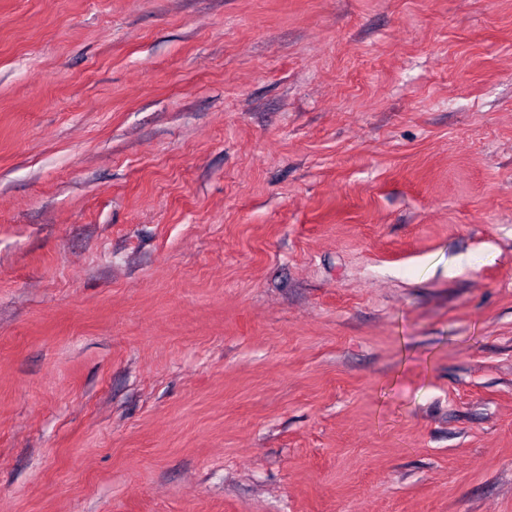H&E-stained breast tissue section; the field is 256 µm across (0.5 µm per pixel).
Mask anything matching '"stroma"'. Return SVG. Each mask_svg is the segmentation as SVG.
Wrapping results in <instances>:
<instances>
[{"mask_svg":"<svg viewBox=\"0 0 512 512\" xmlns=\"http://www.w3.org/2000/svg\"><path fill=\"white\" fill-rule=\"evenodd\" d=\"M0 512H512V0H0Z\"/></svg>","mask_w":512,"mask_h":512,"instance_id":"obj_1","label":"stroma"}]
</instances>
